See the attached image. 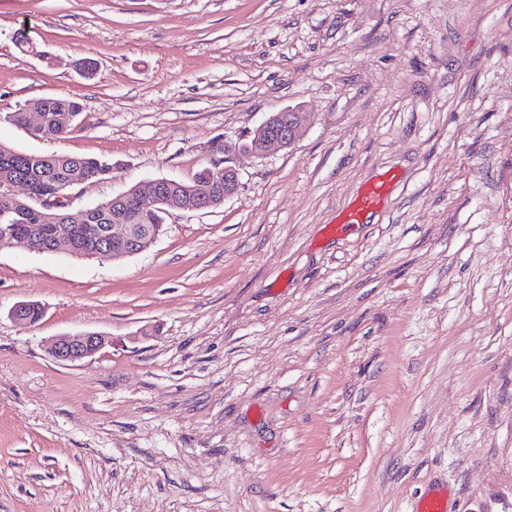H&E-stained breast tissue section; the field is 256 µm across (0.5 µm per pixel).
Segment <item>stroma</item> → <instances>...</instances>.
Returning a JSON list of instances; mask_svg holds the SVG:
<instances>
[{
	"mask_svg": "<svg viewBox=\"0 0 512 512\" xmlns=\"http://www.w3.org/2000/svg\"><path fill=\"white\" fill-rule=\"evenodd\" d=\"M53 96L64 138L8 120ZM288 108L292 147L232 153ZM217 137L238 191L145 251L0 248V512H512V0H0V143L113 164L71 206ZM111 344V337L99 332L87 331L78 336L57 337L51 341L48 353L56 362L76 363L94 357Z\"/></svg>",
	"mask_w": 512,
	"mask_h": 512,
	"instance_id": "obj_1",
	"label": "stroma"
}]
</instances>
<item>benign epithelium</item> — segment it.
<instances>
[{
    "label": "benign epithelium",
    "mask_w": 512,
    "mask_h": 512,
    "mask_svg": "<svg viewBox=\"0 0 512 512\" xmlns=\"http://www.w3.org/2000/svg\"><path fill=\"white\" fill-rule=\"evenodd\" d=\"M308 113L299 109H286L267 118L249 136L248 142L237 147V152L245 157L259 158L273 149L289 148L295 142L299 131L305 126ZM224 176V198L233 196L239 187V170L226 165L216 170V175L199 180L187 189L182 196L161 192L158 182L143 180L134 187L132 204L112 210V223L107 225L106 235H101L95 224H85L81 228V239L97 245L95 256L104 261H114L130 257L144 251L161 234L162 226L141 223L155 211L166 206L171 210L199 211L201 204L212 202L215 176ZM4 224L0 226V241L10 247H22L31 252H42L44 247H36L27 238L20 237L13 228L14 218L0 216ZM11 316L23 322L29 315L41 321L44 308L37 302L20 301L10 310ZM112 339L99 332L87 331L77 336H59L51 341L48 353L59 363H76L92 358Z\"/></svg>",
    "instance_id": "benign-epithelium-1"
}]
</instances>
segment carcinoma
Here are the masks:
<instances>
[{"instance_id":"carcinoma-1","label":"carcinoma","mask_w":512,"mask_h":512,"mask_svg":"<svg viewBox=\"0 0 512 512\" xmlns=\"http://www.w3.org/2000/svg\"><path fill=\"white\" fill-rule=\"evenodd\" d=\"M41 110L46 128L44 134L56 137L66 135L81 114L80 102L71 98L44 97L10 113L8 119L19 127L28 123V110ZM79 171L89 179L112 178V161L68 154L43 155L16 150L0 143V211L9 210L17 218L15 227L23 235L37 241H47L53 234L76 230L84 224L112 223V199L102 201L105 210L87 214L83 209L65 208L54 211L47 220L34 202L38 195H65L70 190L71 175ZM22 179L29 185L31 196L20 197L10 192L8 185Z\"/></svg>"}]
</instances>
